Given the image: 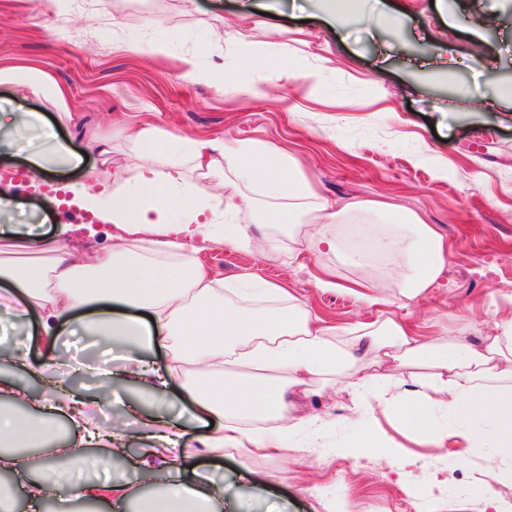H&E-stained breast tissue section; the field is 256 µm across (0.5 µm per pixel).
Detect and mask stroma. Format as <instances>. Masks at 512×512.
<instances>
[{
	"label": "stroma",
	"mask_w": 512,
	"mask_h": 512,
	"mask_svg": "<svg viewBox=\"0 0 512 512\" xmlns=\"http://www.w3.org/2000/svg\"><path fill=\"white\" fill-rule=\"evenodd\" d=\"M97 17L70 0L64 25L44 14L30 17V0H0V70L34 69L65 89L70 111L84 123L72 126L41 83H0V101L42 113L56 133L19 131L18 141L46 151L53 140L81 153L78 168L40 175L23 159L0 157V191L41 220L44 237L62 238L74 261L95 259L112 247V228L88 224L82 210L58 205L56 191L71 183L91 190L111 183L86 139L95 135L112 147L116 164L131 161L127 129L136 124L174 127L197 137L222 139L226 147L251 141L277 147L334 207L383 201L385 214L352 212L346 224L379 226L418 217L450 244L440 281L425 296L396 304L405 270L368 271L386 303L366 306L341 290L319 291L310 281L318 258L289 263L272 238L273 227L253 250L203 244L206 267L233 282L256 272L287 286L327 322L346 331L360 322L403 316L428 325L429 335H454L464 324L492 327L512 319V0H360L358 16L329 26L318 0H104ZM274 14L271 24L258 13ZM381 11L365 27L361 14ZM233 19L234 40L212 42L213 30ZM166 55L149 53L158 39ZM143 45L127 51L128 42ZM249 44L252 55L239 50ZM287 45L291 59L319 71L312 84L298 78L267 80L273 49ZM488 64L467 66L474 47ZM198 56L202 66L225 72L228 85L195 83L182 75L180 57ZM495 99L491 112L475 110L479 97ZM308 413L338 422L316 434L299 428L277 457L225 453L221 463L200 461L202 473L219 472L230 485L223 512H512V484L493 480L506 461L474 452L455 439L444 446L421 442L402 425L389 423L384 402L360 415L356 396L334 379L318 382ZM120 399L112 418L126 423L130 456L112 463L114 478L134 494L126 512L150 497L140 487L132 461L146 441L127 405L182 425L187 442L205 432L179 390L156 398L115 384ZM385 428L397 449L368 454L357 448L359 422Z\"/></svg>",
	"instance_id": "35a3bbf8"
}]
</instances>
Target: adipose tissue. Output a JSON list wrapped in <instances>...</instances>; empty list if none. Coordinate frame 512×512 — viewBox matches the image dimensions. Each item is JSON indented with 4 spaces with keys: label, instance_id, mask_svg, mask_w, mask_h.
Instances as JSON below:
<instances>
[{
    "label": "adipose tissue",
    "instance_id": "adipose-tissue-1",
    "mask_svg": "<svg viewBox=\"0 0 512 512\" xmlns=\"http://www.w3.org/2000/svg\"><path fill=\"white\" fill-rule=\"evenodd\" d=\"M135 160L121 166L111 189L90 192L82 184L73 191L85 209L112 226V249L95 268L73 264L67 251L36 228L15 222L16 202L0 194V288L19 297L10 313L19 322L37 318L45 356L34 363L26 355L0 358V363L35 378L44 398L0 376V395L19 406H35V414H0V471L15 475L13 486L0 487V512H13L24 498L28 512H43L57 501L60 486L46 476L30 479L13 447L37 448L45 464L69 461L83 479L79 498L103 501L123 512L130 500L120 481L93 479L110 458L127 453L125 434L97 422L81 400L71 395L66 381L73 368L57 352L63 327L77 323L105 347H128V362L120 373L93 363L84 364L98 389L111 393L113 380L148 386L164 395L179 384L200 421L218 426L202 436L197 448L182 447V434L155 417L143 429L152 440L137 463L139 476L153 479L157 496L145 499L139 512H221L226 487L208 477L187 482V457H223L235 448L253 455H272L288 446L287 428H249L245 418L293 416L295 425L306 418L301 410L307 385L334 376L343 390L369 394V366L387 362L427 367L388 405L391 415L424 442L441 444L460 439L466 447L490 448L512 459V320L492 328L471 327L466 338L438 339L420 335L389 317L379 324L352 330L338 341L335 327L326 325L308 305L260 274L240 277L233 288L194 259V241L228 242L251 250L268 224L292 231V242L323 262L312 282L318 289L341 288L358 299L376 304L378 296L365 277L371 256L398 258L409 269L399 293L415 300L431 288L448 263V243L430 225H387L371 232L366 246H344L346 225L337 221L325 203H316L317 223L302 224L291 203L314 197L310 180L277 149L242 143L225 149L223 140L190 138L159 127L131 128L127 134ZM223 182L220 195H211L205 179ZM285 200L268 222L241 223L251 211L246 188ZM161 348L164 367L145 365L143 352ZM448 412L443 426L436 409ZM80 433L78 440L57 441L61 417ZM105 448L102 456L93 455Z\"/></svg>",
    "mask_w": 512,
    "mask_h": 512
}]
</instances>
